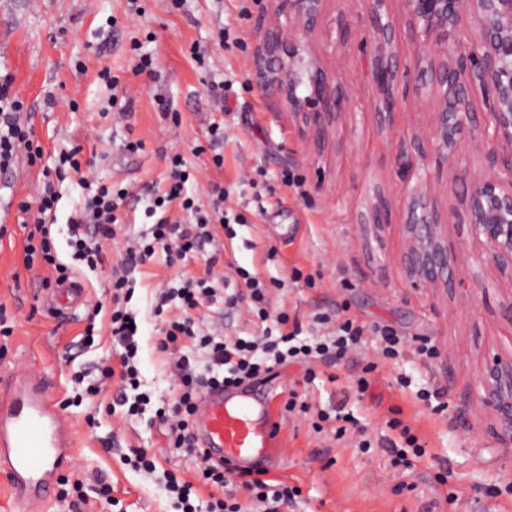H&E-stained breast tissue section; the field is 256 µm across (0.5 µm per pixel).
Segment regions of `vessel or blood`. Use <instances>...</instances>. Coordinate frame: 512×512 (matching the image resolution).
<instances>
[{"mask_svg": "<svg viewBox=\"0 0 512 512\" xmlns=\"http://www.w3.org/2000/svg\"><path fill=\"white\" fill-rule=\"evenodd\" d=\"M201 448L214 461L227 460L247 470L278 458L279 422L270 397L237 391L204 394L194 415ZM71 452L70 427L50 386L29 374L16 381L11 394L0 396V472L16 497L38 507L50 494Z\"/></svg>", "mask_w": 512, "mask_h": 512, "instance_id": "b4317fda", "label": "vessel or blood"}]
</instances>
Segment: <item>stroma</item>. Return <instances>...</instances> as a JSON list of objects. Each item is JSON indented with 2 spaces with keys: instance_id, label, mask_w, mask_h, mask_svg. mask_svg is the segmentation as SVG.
Segmentation results:
<instances>
[{
  "instance_id": "1",
  "label": "stroma",
  "mask_w": 512,
  "mask_h": 512,
  "mask_svg": "<svg viewBox=\"0 0 512 512\" xmlns=\"http://www.w3.org/2000/svg\"><path fill=\"white\" fill-rule=\"evenodd\" d=\"M277 7V0H0V74L11 75V93L23 101L44 150L36 164L22 157L12 172L0 173V211L9 215L0 236V317L11 328L10 336L0 335V374L33 371L50 383L72 426L71 459L60 474L84 477L82 512H175L158 479L122 463L131 448L152 449L161 469L193 482L201 500H208L210 486L200 481L192 460L170 452L163 426L145 414L113 410L117 383L90 399L77 381L116 359L108 318L112 267L123 250H107L95 272L72 259L68 224L86 195L75 177L56 181L59 199L47 221L71 280L103 305L95 322L87 323L86 306H48L42 281L49 269L22 263L35 215L19 205L35 195L61 152L79 149L80 160L94 162L96 184L126 189L119 211L125 239L149 231L148 212L164 186L167 158L178 153L191 174L188 195L206 197L219 184L226 207L245 218L230 226L224 265L259 272L271 285V308L298 320L303 337L324 334L316 313L340 308L365 324L392 326L406 339L430 338L438 350L425 357L407 349L371 374L362 394L351 389L350 378L375 361L371 342L346 364L316 366L311 383L301 363L274 366L256 380V387L271 392L272 412H280L295 391L307 394L313 410L340 407L357 423L334 442L317 437L310 418L288 416L280 434L288 453L270 470L271 478L301 490L288 512H512V450L501 448L481 410L460 404L489 356L512 355V322L501 312L512 284L490 282L469 235L461 192L433 186L439 208L448 213V245L459 269L486 281V288L468 304L449 297L435 301L427 290L407 284L401 263L407 190L395 158L402 137L427 132L433 104L398 115L395 134L382 132L365 79L368 61L356 40L339 39L361 11L358 0L348 6L328 0L312 49L350 102L323 150H316L287 103L254 80L257 49L269 29L257 15H275ZM143 54L154 60V77L135 72ZM105 70L129 100L120 122L113 116L112 90L101 78ZM214 124L224 127L216 144L209 134ZM131 140L141 141L142 150L124 151ZM217 154L224 158L220 169L212 163ZM287 171L301 179V188L284 183ZM380 196L389 216L376 229L362 218ZM296 269L313 276L314 285L290 282ZM175 273L160 255L132 274L128 307L138 323L141 389L155 407L171 391L167 358L156 350L165 319L154 313L155 290ZM241 286L224 281V299L206 309L211 334L280 335L275 323L229 305ZM89 325L94 343L86 347L81 333ZM422 389L441 391L445 410L417 399ZM396 408L426 451L408 472L392 466L383 447L397 436L388 426ZM363 432L372 441L367 450L358 445ZM97 471L111 480L114 505L101 502L88 481ZM451 491L456 501L443 503Z\"/></svg>"
}]
</instances>
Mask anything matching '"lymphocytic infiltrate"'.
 Listing matches in <instances>:
<instances>
[{
	"label": "lymphocytic infiltrate",
	"mask_w": 512,
	"mask_h": 512,
	"mask_svg": "<svg viewBox=\"0 0 512 512\" xmlns=\"http://www.w3.org/2000/svg\"><path fill=\"white\" fill-rule=\"evenodd\" d=\"M10 80H0V172L7 171L18 152H25L29 162L40 159L43 150L29 126L21 120L24 104L10 94ZM190 175L184 168L181 155L170 158V183L158 196L154 206L163 213L151 229L149 238L126 244L125 256L112 268V312L109 324L111 335L120 347L115 365L103 367L101 378L88 384V396H98L106 381L118 379L123 393L118 401L127 416L142 414L149 399L140 394L137 367L138 343L136 333L129 327L127 304L131 292L129 276L137 266L151 262L157 253H165L168 263L185 259L191 254L211 247L202 276L186 275L177 285L159 289L155 298V313H163L166 305L177 303L179 312L169 318L164 335L158 342L161 352L170 356L171 376L174 381L172 400L163 402L155 416L166 426L172 451L190 456L206 485L220 489L226 484V467L210 461L197 443L192 416L200 395L209 389H237L256 380L272 366L301 359L312 364L338 365L348 354L357 350L365 336H374L378 343L379 360L401 357L408 343L392 327L382 324L366 326L355 319L336 320L331 314H316L320 324H333L332 333L311 343L298 340L296 332L268 335L250 339L233 336H212L197 323L194 313L200 306L213 301L219 276L214 268L220 261L215 248L212 215L224 213V191L212 190L210 210H203L198 199L186 195L184 185ZM126 198L125 191L108 186L99 189L85 201L79 215L70 221V240L74 260L98 268L104 262L105 243L115 241L119 233L117 213ZM37 217L26 237L23 262L33 267L42 262L54 269L59 280H66L68 267L61 262L55 250L51 227L44 216L51 211L56 194L51 181H44L34 197ZM244 485L252 494L254 512H282L300 490L286 483L271 484L263 472L251 474ZM164 489L174 502L176 512H242L233 496H213L206 504H196L192 498L193 485L178 479L172 473L164 475Z\"/></svg>",
	"instance_id": "lymphocytic-infiltrate-1"
}]
</instances>
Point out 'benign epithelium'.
I'll list each match as a JSON object with an SVG mask.
<instances>
[{
  "label": "benign epithelium",
  "instance_id": "benign-epithelium-1",
  "mask_svg": "<svg viewBox=\"0 0 512 512\" xmlns=\"http://www.w3.org/2000/svg\"><path fill=\"white\" fill-rule=\"evenodd\" d=\"M288 31L276 26L259 49L256 82L288 103L315 142H320L345 109L346 97L332 86L311 48L326 0H280ZM369 26L340 32L345 40L359 31L360 52L371 58L368 80L375 89L381 129L394 128V116L424 98L436 100L426 136L412 135L396 156L400 175L415 181L408 195L403 258L414 285L446 295L465 292L472 299L483 284L460 277L448 248V215L441 213L421 171L434 153L446 168V185L464 181L456 161L480 154L483 176L466 196L469 229L484 246L482 260L499 278L512 281V0H403L404 31L389 13V0H363ZM413 47L410 63L398 52L400 36ZM482 97L475 111L472 95ZM476 397L490 412L491 429L512 449V356H495L476 385Z\"/></svg>",
  "mask_w": 512,
  "mask_h": 512
}]
</instances>
